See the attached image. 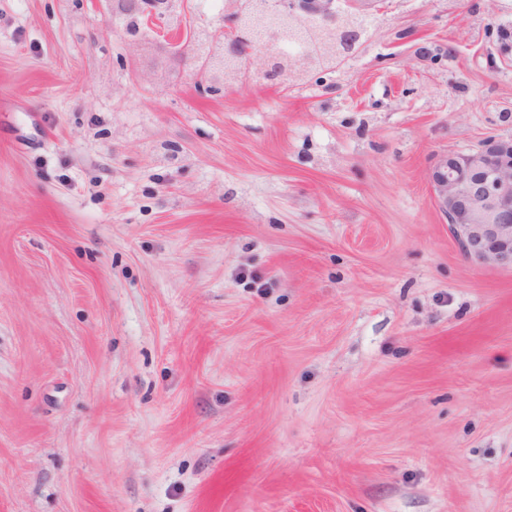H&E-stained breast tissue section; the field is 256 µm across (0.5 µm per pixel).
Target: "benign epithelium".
<instances>
[{"label": "benign epithelium", "instance_id": "7a95c632", "mask_svg": "<svg viewBox=\"0 0 512 512\" xmlns=\"http://www.w3.org/2000/svg\"><path fill=\"white\" fill-rule=\"evenodd\" d=\"M109 18L134 17L160 28L169 72L189 71L195 87L219 93L230 82L306 80L323 57L339 66L361 41L367 22L357 0H225L221 18L202 28L187 24L186 0H104ZM309 38L282 54L285 26ZM490 63L512 69V22L490 14ZM430 183L448 231L477 266L512 271V138L490 136L465 153L450 152L431 169Z\"/></svg>", "mask_w": 512, "mask_h": 512}]
</instances>
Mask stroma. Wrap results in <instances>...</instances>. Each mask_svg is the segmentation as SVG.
<instances>
[{
	"label": "stroma",
	"instance_id": "1",
	"mask_svg": "<svg viewBox=\"0 0 512 512\" xmlns=\"http://www.w3.org/2000/svg\"><path fill=\"white\" fill-rule=\"evenodd\" d=\"M172 84L99 0H0V512H512V272L437 209L512 137L489 14Z\"/></svg>",
	"mask_w": 512,
	"mask_h": 512
}]
</instances>
